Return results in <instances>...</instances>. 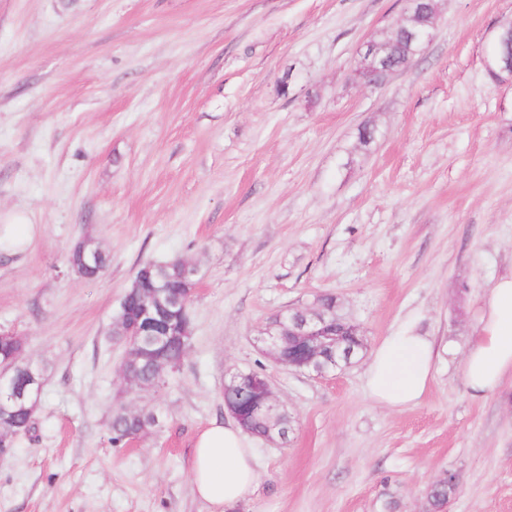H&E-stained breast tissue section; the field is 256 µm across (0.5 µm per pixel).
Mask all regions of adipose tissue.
<instances>
[{"mask_svg": "<svg viewBox=\"0 0 512 512\" xmlns=\"http://www.w3.org/2000/svg\"><path fill=\"white\" fill-rule=\"evenodd\" d=\"M434 345L407 318L375 349L367 367L370 398L391 408L417 404L433 377ZM512 377V274L489 289L477 337L465 352L464 378L472 398L484 399ZM195 494L216 512H234L259 480L256 456L238 423H211L197 436L190 471Z\"/></svg>", "mask_w": 512, "mask_h": 512, "instance_id": "1", "label": "adipose tissue"}]
</instances>
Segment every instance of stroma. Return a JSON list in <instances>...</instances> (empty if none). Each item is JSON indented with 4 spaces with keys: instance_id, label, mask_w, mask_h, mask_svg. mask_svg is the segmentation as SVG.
Masks as SVG:
<instances>
[{
    "instance_id": "obj_1",
    "label": "stroma",
    "mask_w": 512,
    "mask_h": 512,
    "mask_svg": "<svg viewBox=\"0 0 512 512\" xmlns=\"http://www.w3.org/2000/svg\"><path fill=\"white\" fill-rule=\"evenodd\" d=\"M425 50L384 84L354 78L407 0H0V329L43 378L35 429L0 459V512H213L190 467L227 421L224 384L263 369L295 420L254 440L235 512H512V379L480 401L464 351L512 272V86L485 68L512 0H436ZM372 125L369 149L358 131ZM110 257L89 281L67 256ZM198 270L193 334L158 392L125 389L112 322L136 271ZM336 294L367 350L418 317L435 345L421 401L393 410L367 359L321 379L274 364L260 334ZM156 409L113 447L116 403ZM445 476L448 477L449 481L456 475L453 473H448ZM448 481L447 479H439L433 483L434 485L431 487L427 496V512H436L440 510L445 504V502L454 493L457 486V482L453 486H448Z\"/></svg>"
}]
</instances>
